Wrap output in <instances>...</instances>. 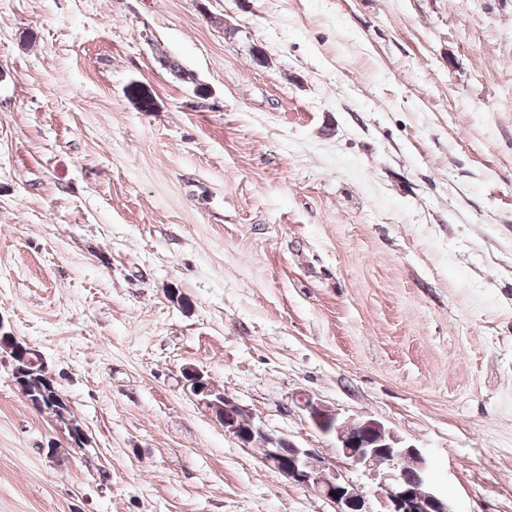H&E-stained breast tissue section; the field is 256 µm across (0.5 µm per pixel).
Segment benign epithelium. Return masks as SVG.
I'll list each match as a JSON object with an SVG mask.
<instances>
[{
	"label": "benign epithelium",
	"mask_w": 512,
	"mask_h": 512,
	"mask_svg": "<svg viewBox=\"0 0 512 512\" xmlns=\"http://www.w3.org/2000/svg\"><path fill=\"white\" fill-rule=\"evenodd\" d=\"M1 347L10 354L15 378H22L34 364H45L36 349L4 331L0 320ZM184 387L242 446L262 442L263 462L275 473L314 488L336 504L337 512H373L367 495L359 488L341 479L315 452L264 431L250 412L225 394L217 395L209 389L202 372L187 369ZM300 405L321 433L336 439L337 447L352 466L379 478L382 512H456L448 497L435 489L427 458L419 449L401 445L400 439L381 422L362 419L352 424L341 423L336 414L309 396L300 397Z\"/></svg>",
	"instance_id": "benign-epithelium-1"
}]
</instances>
